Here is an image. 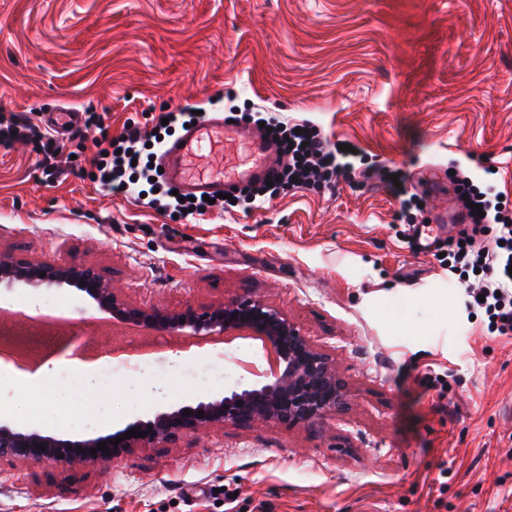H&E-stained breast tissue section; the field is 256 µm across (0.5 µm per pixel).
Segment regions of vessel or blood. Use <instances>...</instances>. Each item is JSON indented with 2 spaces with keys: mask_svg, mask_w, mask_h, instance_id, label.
Listing matches in <instances>:
<instances>
[{
  "mask_svg": "<svg viewBox=\"0 0 512 512\" xmlns=\"http://www.w3.org/2000/svg\"><path fill=\"white\" fill-rule=\"evenodd\" d=\"M227 140L249 146L252 158L233 177L200 175L193 173L190 165L201 153ZM163 178L181 193L215 195L223 192L230 181L246 183L272 178L278 169L273 146L247 127L229 122L223 112L206 113L204 118L183 129L178 138L167 142L159 158Z\"/></svg>",
  "mask_w": 512,
  "mask_h": 512,
  "instance_id": "b4317fda",
  "label": "vessel or blood"
}]
</instances>
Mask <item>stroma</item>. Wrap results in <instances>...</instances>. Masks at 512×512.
Here are the masks:
<instances>
[{
  "instance_id": "stroma-1",
  "label": "stroma",
  "mask_w": 512,
  "mask_h": 512,
  "mask_svg": "<svg viewBox=\"0 0 512 512\" xmlns=\"http://www.w3.org/2000/svg\"><path fill=\"white\" fill-rule=\"evenodd\" d=\"M215 99L355 145L353 172L184 218L95 180L96 129L44 122L90 109L149 134L160 110ZM15 116L40 135L0 146V254L87 261L144 308L260 296L335 356L351 397L308 428L228 424L106 471L7 465L0 512H512V337L468 307L446 258L456 171L512 203V0H0V120ZM379 165L406 173L417 205L364 180ZM50 294L109 362L119 332L78 288L3 282L0 307ZM238 356L166 348L167 385L144 365L95 384L57 355L36 383L0 370V424L107 434L222 397L228 383L180 378Z\"/></svg>"
}]
</instances>
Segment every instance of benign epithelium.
<instances>
[{
  "mask_svg": "<svg viewBox=\"0 0 512 512\" xmlns=\"http://www.w3.org/2000/svg\"><path fill=\"white\" fill-rule=\"evenodd\" d=\"M42 272L46 276H40ZM4 279L73 284L113 318L147 331L208 340L247 330L264 338L277 355V366L261 385L240 382L221 398L160 411L147 421H137L87 440H61L41 430L21 431L1 425L0 463L101 466L135 451L174 445L188 435L209 433L226 424L243 428L260 423L307 427L335 416L348 404L350 388L332 356L305 336L280 309L260 299L236 296L205 308L186 306L177 310L158 305L142 308L127 302L92 266L81 261L56 266L3 259L0 281ZM187 409L191 411L189 416L185 415ZM134 427L143 436L111 444V440ZM101 442L107 443L110 454L98 449ZM42 443L43 450L38 448ZM93 448L97 449L95 457L91 454Z\"/></svg>",
  "mask_w": 512,
  "mask_h": 512,
  "instance_id": "7a95c632",
  "label": "benign epithelium"
}]
</instances>
